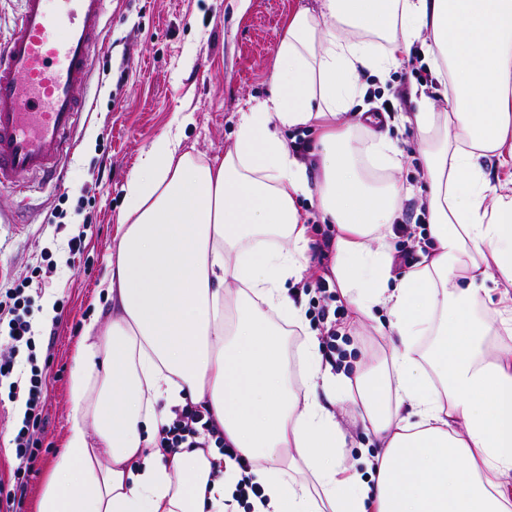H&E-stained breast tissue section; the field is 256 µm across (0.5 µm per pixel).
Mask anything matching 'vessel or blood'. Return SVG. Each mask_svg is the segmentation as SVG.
Wrapping results in <instances>:
<instances>
[{
  "mask_svg": "<svg viewBox=\"0 0 512 512\" xmlns=\"http://www.w3.org/2000/svg\"><path fill=\"white\" fill-rule=\"evenodd\" d=\"M0 44V186L26 192L63 180V158L84 110L90 55L102 45L106 0H23Z\"/></svg>",
  "mask_w": 512,
  "mask_h": 512,
  "instance_id": "1",
  "label": "vessel or blood"
}]
</instances>
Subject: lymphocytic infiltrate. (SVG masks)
<instances>
[{"label": "lymphocytic infiltrate", "instance_id": "lymphocytic-infiltrate-1", "mask_svg": "<svg viewBox=\"0 0 512 512\" xmlns=\"http://www.w3.org/2000/svg\"><path fill=\"white\" fill-rule=\"evenodd\" d=\"M35 298L26 285L0 291V390L9 402H21L25 412L12 439L21 465L12 483L0 479V512H14L15 487L31 472L39 446L37 432L43 422L42 371L37 364L36 336L32 326ZM160 448H224V432L200 404L174 408L173 417L161 426Z\"/></svg>", "mask_w": 512, "mask_h": 512}]
</instances>
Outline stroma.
Returning <instances> with one entry per match:
<instances>
[{
	"instance_id": "1",
	"label": "stroma",
	"mask_w": 512,
	"mask_h": 512,
	"mask_svg": "<svg viewBox=\"0 0 512 512\" xmlns=\"http://www.w3.org/2000/svg\"><path fill=\"white\" fill-rule=\"evenodd\" d=\"M318 0H110L103 23L106 42L94 50L90 79L81 95L88 110L75 132V148L65 157L62 184L34 182L15 194L0 186V289L10 288L40 267L47 284L35 303L33 322L40 336L37 354L47 365L43 389L42 445L27 484L18 488L17 512H35L43 479L69 428L70 375L75 347L85 325L110 306L99 284L112 258L117 219L125 208L123 186L140 153L168 127L181 126L183 148L195 158L223 156L235 140L239 114L264 101L269 69L288 16L316 8ZM355 111L390 99L399 112L381 129L401 151L397 177L414 186L395 222V246L410 247L422 224L426 172L419 160L417 130L403 113L417 111L416 84L407 65L391 71L386 90L372 88ZM95 197L93 210L81 209ZM62 210L49 224L52 210ZM82 235L83 252L71 256L67 242ZM336 326L335 368L349 370L391 353L387 337L373 322Z\"/></svg>"
}]
</instances>
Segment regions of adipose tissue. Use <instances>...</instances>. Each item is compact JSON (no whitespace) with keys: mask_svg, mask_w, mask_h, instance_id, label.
I'll return each mask as SVG.
<instances>
[{"mask_svg":"<svg viewBox=\"0 0 512 512\" xmlns=\"http://www.w3.org/2000/svg\"><path fill=\"white\" fill-rule=\"evenodd\" d=\"M418 40L451 93L446 111L425 98L410 118L431 244L398 274L402 153L369 127L356 145L346 115L360 74L384 75ZM270 82L223 159L183 151L175 128L127 178L102 282L109 321L78 344L69 429L37 512H234L241 458L266 497L254 512H512V345L485 347L512 335V0H321L289 15ZM303 126L318 133L307 163L282 135ZM302 197L337 228L330 271L354 318L387 311L397 342L378 365L334 371L312 334L299 377L285 362L287 334L305 328L287 295L311 261ZM494 271L501 308L482 319ZM189 401L237 460L158 448ZM345 410L377 444L357 464Z\"/></svg>","mask_w":512,"mask_h":512,"instance_id":"adipose-tissue-1","label":"adipose tissue"}]
</instances>
